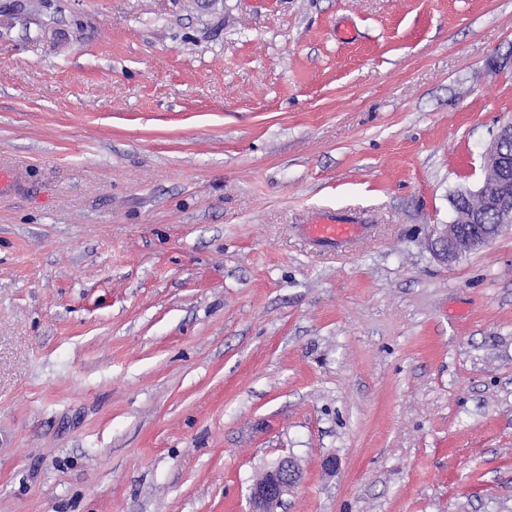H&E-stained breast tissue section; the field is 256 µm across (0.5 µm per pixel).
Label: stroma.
<instances>
[{"label": "stroma", "mask_w": 512, "mask_h": 512, "mask_svg": "<svg viewBox=\"0 0 512 512\" xmlns=\"http://www.w3.org/2000/svg\"><path fill=\"white\" fill-rule=\"evenodd\" d=\"M510 118L512 0H0V512H512ZM509 136L512 137V121L500 126L482 155L484 184L476 192H463L486 196L496 206L498 224L495 213L487 207L483 198L453 200L456 208L480 215L483 224L478 223L479 216L459 211L449 224L432 225L430 246L434 256L442 263L452 264L464 255L486 248L506 228L512 227V208L504 203L512 193V179L509 177L508 160L502 152L512 154V141H503L501 149L502 139ZM306 233L310 239L323 246H336L347 243L362 231V226L356 218L327 215L316 224H308ZM300 479L297 463L290 457L263 471L250 488L251 512H275L283 496Z\"/></svg>", "instance_id": "obj_1"}]
</instances>
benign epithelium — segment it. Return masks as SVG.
Segmentation results:
<instances>
[{
    "label": "benign epithelium",
    "mask_w": 512,
    "mask_h": 512,
    "mask_svg": "<svg viewBox=\"0 0 512 512\" xmlns=\"http://www.w3.org/2000/svg\"><path fill=\"white\" fill-rule=\"evenodd\" d=\"M512 137V121L500 126L494 140L485 149L482 160L484 184L477 193L486 196L496 206V224H480L479 217L458 212L448 224H434L430 231V246L434 256L444 264H452L462 256L487 247L505 229L512 226V208L505 200L512 194L509 163L501 149V141ZM300 479L297 463L290 457L263 471L250 488L251 512H275L283 496Z\"/></svg>",
    "instance_id": "1"
}]
</instances>
